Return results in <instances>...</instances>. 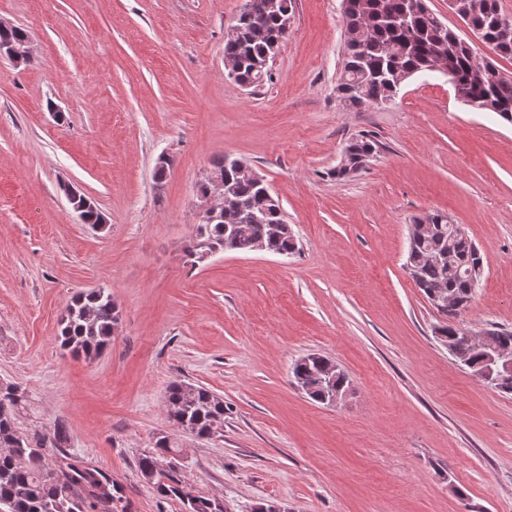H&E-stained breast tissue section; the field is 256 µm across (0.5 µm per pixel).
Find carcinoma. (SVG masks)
<instances>
[{
	"mask_svg": "<svg viewBox=\"0 0 512 512\" xmlns=\"http://www.w3.org/2000/svg\"><path fill=\"white\" fill-rule=\"evenodd\" d=\"M280 9H263L250 17H240L235 31L224 35V55L236 61L233 80L253 89L271 80L269 63L274 45L288 37L282 15L294 12L293 0H279ZM469 17L468 25L479 31L482 41L497 55L512 57V31L499 26V0H459ZM345 27L344 63L336 91L342 107L359 112L373 104L396 100L406 82L418 73H441L435 50L443 46L457 63V83L461 102L479 110L494 112L512 122V82L503 83L496 72L470 74V52L457 40V32L441 28L427 15L425 0H341ZM378 151L369 136L356 137L343 150V165L331 176L344 180L360 170V160ZM210 171L224 178L247 205L264 213L258 222H245L227 213L213 224H198L184 252L196 265L204 254L246 252L261 245L274 254H291L297 247L291 225L287 224L280 201L263 195L267 184L238 178L226 158L213 162ZM72 202L83 205L93 226L103 227L105 217L96 203L83 192ZM424 229L409 242L405 266L415 272V283L427 295L444 292L460 298L448 319L439 325V340L446 345L464 336L455 319L471 304L475 288L468 271L483 258L466 236L455 234L448 216L429 212L418 219ZM119 323V310L111 293L103 288L77 295L61 319V347L75 357L93 360L111 344ZM488 344L512 350V331L490 330ZM292 384L313 401L324 404L333 389L349 388L345 372L334 370V362L310 353L299 358L291 370ZM26 390L14 383L0 384V512H128L123 487L103 469L89 467L61 456L68 443V429L57 419L48 434L19 432V414L29 409ZM165 406L172 424L188 430L197 439H211L224 432V399L208 388L185 381L171 383ZM180 454L171 434L161 433L153 447L138 459L141 476L163 500H176L181 512H223L212 497L197 495L186 499L180 472L160 469L169 456Z\"/></svg>",
	"mask_w": 512,
	"mask_h": 512,
	"instance_id": "cac0c4a2",
	"label": "carcinoma"
}]
</instances>
